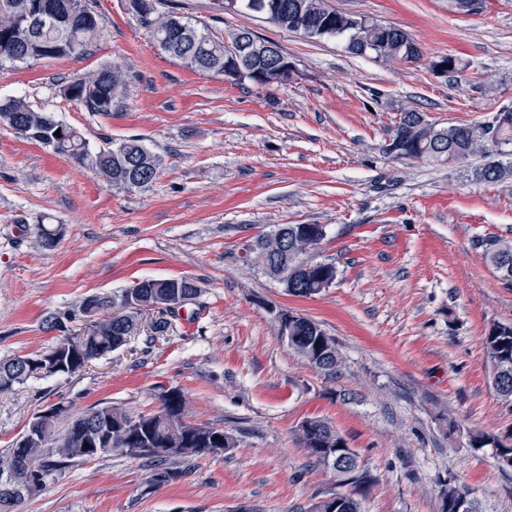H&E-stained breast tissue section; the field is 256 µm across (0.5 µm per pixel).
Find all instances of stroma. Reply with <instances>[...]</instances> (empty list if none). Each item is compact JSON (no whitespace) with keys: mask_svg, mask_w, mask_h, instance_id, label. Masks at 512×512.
Listing matches in <instances>:
<instances>
[{"mask_svg":"<svg viewBox=\"0 0 512 512\" xmlns=\"http://www.w3.org/2000/svg\"><path fill=\"white\" fill-rule=\"evenodd\" d=\"M337 10L406 31L420 61L350 54L344 40L309 39L216 0H167L228 37L245 28L277 44L291 80L259 86L203 75L162 53L129 0H96L104 31L83 59L0 69V98L26 97L76 128L91 146L130 137L162 159L148 188L107 185L0 124V359L44 351L59 332L43 317L86 295L146 278L187 276L202 289L193 321L169 340L136 337L79 374L0 394V450L44 406L156 407L161 388L188 396L189 419L224 428L236 448L153 468L112 454L51 481L21 512H313L336 477L298 442L310 417L327 420L371 482L363 512H439L438 483L475 489L485 512H512V467L469 436L512 434V408L495 396L483 339L512 321V283L483 241L512 243V180L480 182L476 153L460 164L390 155L397 108L436 122L483 123L512 107V0L471 14L453 0H330ZM455 55L452 77L431 61ZM132 81L121 108L102 115L59 92L105 64ZM48 216L54 249L34 245ZM278 224H322L320 259L331 288L288 296L239 254ZM314 318L342 357L324 380L280 336L276 313Z\"/></svg>","mask_w":512,"mask_h":512,"instance_id":"1","label":"stroma"}]
</instances>
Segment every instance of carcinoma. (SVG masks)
Instances as JSON below:
<instances>
[{"label":"carcinoma","mask_w":512,"mask_h":512,"mask_svg":"<svg viewBox=\"0 0 512 512\" xmlns=\"http://www.w3.org/2000/svg\"><path fill=\"white\" fill-rule=\"evenodd\" d=\"M281 9L267 18L288 31L309 38H339L347 42L350 53L364 56L373 53L392 63H410L421 59L422 51L402 29L377 23L364 30L352 24L349 15L328 4V0H279ZM141 22L150 29L154 41L161 39L174 47V58L188 69L201 74H218L224 70V39L215 36L198 20L168 11L157 17L154 0L136 9ZM104 26L89 0H0V63L14 68L30 67L49 58L80 57L89 53L101 37ZM448 65V73H458L466 63L454 55L440 56L431 67ZM274 60L256 58L250 62L256 76L246 79L261 83L272 76ZM129 73L118 66H102L81 76L62 82L64 96L80 102L90 112L108 114L118 107L128 91ZM421 112L413 107L399 110L398 121L391 129V138L400 142L404 159L440 161L433 143L417 127ZM0 122L18 137L51 150L79 168L93 171L108 185L120 189H142L151 185L161 167V159L141 139L131 137L117 145L106 142L96 150L72 126L57 119L51 112L34 107L23 97L0 99ZM60 136H55V132ZM448 147L464 160L487 145L497 155L512 156V115L503 119L496 130V142L485 138L483 124H461L451 132ZM512 165L492 161L473 172L478 181L498 182L505 179L504 169ZM38 245L51 249L58 242L59 231L38 221L35 231ZM324 238L316 233L314 224H290L288 235L275 232L258 233L250 240L251 252L242 256L244 262L256 265L271 279L287 289L292 297L310 298L317 281L331 270L319 264L313 252ZM485 257L512 282V243H487ZM139 288L113 293H97L80 301L78 306L63 312H50L43 324L48 330H60L64 323L84 317L89 306L96 308L97 319L91 332L66 336L72 342L66 350L57 346L36 354L0 360V393L42 378L44 365L55 362L65 376H73L98 360L126 345L128 338L140 332L148 308L156 306L161 317L150 323L148 344L155 343L169 331L179 318L173 306L195 305L201 295L197 283L187 277L144 279ZM291 336L288 346L327 380H336L342 360L336 341L320 323L292 311ZM484 350L494 391L501 403L512 406V322L492 325L484 337ZM158 410L134 413L112 405L92 406L74 411L70 405L57 402L49 405L46 418L49 431L21 443L11 444L0 453V512H18L26 500L42 492L47 484L62 476L69 468L110 455L114 452L142 459L156 468L152 481L164 483L171 478L165 468L168 462L191 456H206L235 447L233 437L221 427L197 424L188 420V400L179 388H163L157 395ZM298 439L315 462L333 471L337 482L354 490L344 496L349 504L345 512H361L355 494L363 491L369 476L358 472L347 479L337 466V455L346 448L345 440L325 420L311 417L298 430ZM473 448L491 447L498 459L512 460V441L477 433L470 437ZM439 496V512H458V501L471 495V512H483L474 490L452 478Z\"/></svg>","instance_id":"carcinoma-1"}]
</instances>
